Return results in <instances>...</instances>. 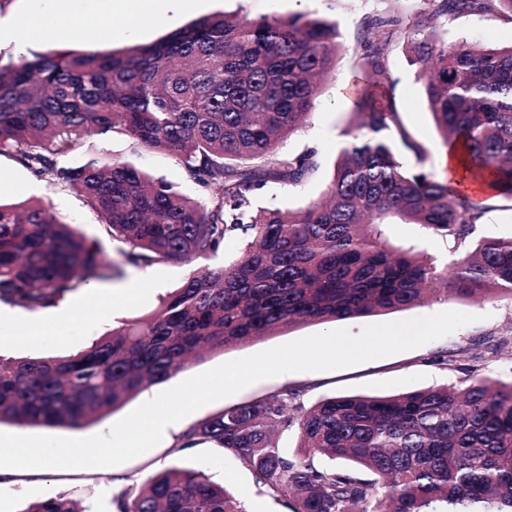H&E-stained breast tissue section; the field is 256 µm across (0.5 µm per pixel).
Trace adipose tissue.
I'll list each match as a JSON object with an SVG mask.
<instances>
[{"label":"adipose tissue","mask_w":512,"mask_h":512,"mask_svg":"<svg viewBox=\"0 0 512 512\" xmlns=\"http://www.w3.org/2000/svg\"><path fill=\"white\" fill-rule=\"evenodd\" d=\"M186 0H33L26 21L29 35L77 33L116 21L161 20L181 12ZM442 177L452 187L467 191L477 204H485L488 188L474 179L462 146L442 148Z\"/></svg>","instance_id":"obj_1"}]
</instances>
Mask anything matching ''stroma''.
<instances>
[{
  "label": "stroma",
  "instance_id": "obj_1",
  "mask_svg": "<svg viewBox=\"0 0 512 512\" xmlns=\"http://www.w3.org/2000/svg\"><path fill=\"white\" fill-rule=\"evenodd\" d=\"M421 0H199L176 18L161 21L131 22L122 37L85 31L75 41V48L110 53L134 43L155 42L167 34L215 13L228 12L248 20L264 16L285 17L294 13H309L336 21L342 47L334 69L322 84L315 109L306 123L280 146L281 153L297 155L316 151L318 169L303 186L288 189L280 186L265 188L257 197L258 205L281 209L296 208L320 197L333 163L350 138L353 126L352 109L355 94V74L358 62L357 35L363 18L371 13L398 9L411 13ZM449 41L464 37L498 46L512 44V23L492 15H468L449 21ZM390 72L396 81L395 103L401 125L409 140L426 148L425 171L441 172L439 132L427 107L423 81L416 66L411 65L404 47H395L389 58ZM100 157L113 162H128L144 168L169 182L175 190L199 197V187L190 181L182 165L161 152H133L127 137L120 134L98 136L86 134L76 147L59 157L63 167L79 166L90 158ZM0 179L6 180V190L0 191V202L20 204L33 199L43 200L63 221L79 225L92 239H102L95 215L82 206L75 192L37 178L20 165L11 154L0 155ZM389 240L396 245L419 246L437 261L448 258V242L427 234L416 224H390L385 228ZM111 252L118 246L102 239ZM192 272L191 266L168 261L147 268H127L124 283L138 282L139 294L119 307H112L113 282H98L96 290L82 288L65 300L67 314L58 324L54 335L42 338L34 345H19L10 331H0V354L6 356L65 355L85 349L118 322L135 320L148 315L167 293L179 288ZM445 311L475 315L473 323L421 347L371 360L358 365L330 371H304L279 375L250 385L224 399L212 402L183 420L192 427L206 417L240 403L265 397L284 388L301 390L304 406L320 399L339 395L385 396L405 393L444 384H456L472 376L488 375L502 380L512 378V301L488 299L473 302L466 299L438 301L387 314L343 320L342 326L359 334L368 325L396 322L430 316ZM327 323H309L264 336L247 345L224 352L213 351L178 372L169 382L152 385L111 413L102 421L80 430L67 428L26 427L4 422L0 431L26 436L89 437L108 432L111 426L144 402L151 400L168 386L202 373L222 363L243 358L300 338L330 331ZM454 354L455 363L447 367L438 359ZM178 435L163 439L146 453L111 467L69 469L0 470V512H16L20 503L70 494L90 512H117L114 494L136 485L157 472L178 463L203 472L212 482L224 484L244 507L245 512H291L286 501L275 500L260 492L252 474L233 458L215 449L199 445L178 448Z\"/></svg>",
  "mask_w": 512,
  "mask_h": 512
}]
</instances>
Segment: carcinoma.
<instances>
[{
    "instance_id": "carcinoma-1",
    "label": "carcinoma",
    "mask_w": 512,
    "mask_h": 512,
    "mask_svg": "<svg viewBox=\"0 0 512 512\" xmlns=\"http://www.w3.org/2000/svg\"><path fill=\"white\" fill-rule=\"evenodd\" d=\"M411 15L376 13L359 36L356 133L340 150L325 197L283 212L259 191L296 188L315 151L278 152L316 105L341 48L335 22L309 14L206 17L152 44L109 54L61 49L0 64V153L76 190L123 264L196 269L149 315L64 356L0 358V423L80 429L207 351H226L303 323L380 315L433 301L512 299V237L475 238L487 209L423 170L404 167L388 58L401 44L425 78L441 143L464 147L471 172L512 200V45L461 39L445 23L512 0H427ZM122 134L135 150L175 158L204 199L129 163L62 167L84 133ZM418 224L452 244L438 265L395 247L384 227ZM237 244L220 264L207 261ZM123 274L98 240L42 201L0 203V302L57 306L90 280ZM281 391L192 426L183 448L207 445L249 470L293 512H512V381L490 377L391 396L343 395L310 407ZM297 428L302 456L278 434ZM320 455L344 467L317 466ZM115 501L119 512H243L203 473L171 467ZM17 512H77L65 495Z\"/></svg>"
}]
</instances>
